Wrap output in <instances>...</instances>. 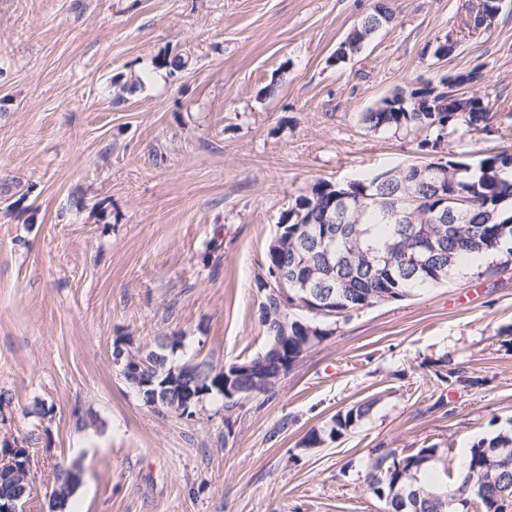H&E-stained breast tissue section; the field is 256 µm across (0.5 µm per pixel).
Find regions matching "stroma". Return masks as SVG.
<instances>
[{
  "mask_svg": "<svg viewBox=\"0 0 512 512\" xmlns=\"http://www.w3.org/2000/svg\"><path fill=\"white\" fill-rule=\"evenodd\" d=\"M472 2L385 0L392 22L338 63L376 0H0V441L32 450L27 512H48L55 467L74 462L78 512H383L372 448L434 445L452 472L512 429L501 255L496 276L463 269L338 322L229 417L217 399L191 420L151 410L112 358L120 336H180L183 359L218 365L261 350L256 280L280 213L317 180L424 161L414 137L361 121L416 78L482 70L474 90L499 113L469 148L512 150V0L433 56ZM167 54L187 67L159 68ZM446 355L464 379L437 376ZM367 399L351 433L300 448Z\"/></svg>",
  "mask_w": 512,
  "mask_h": 512,
  "instance_id": "1",
  "label": "stroma"
}]
</instances>
